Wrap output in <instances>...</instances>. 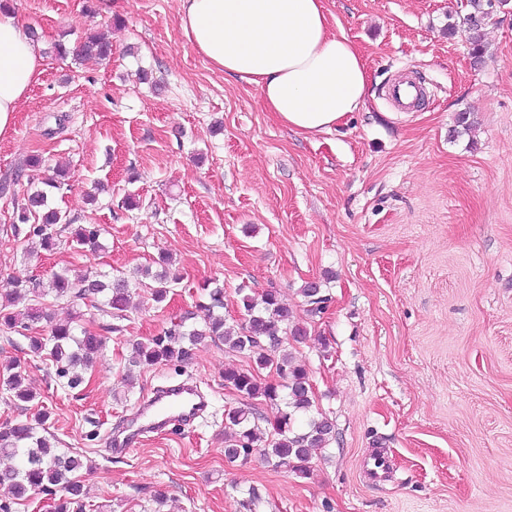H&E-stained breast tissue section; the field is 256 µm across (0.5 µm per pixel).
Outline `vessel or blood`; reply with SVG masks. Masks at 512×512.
<instances>
[{
  "mask_svg": "<svg viewBox=\"0 0 512 512\" xmlns=\"http://www.w3.org/2000/svg\"><path fill=\"white\" fill-rule=\"evenodd\" d=\"M419 87L409 79L393 83L387 92L391 103L400 111L413 109ZM206 406L203 395L193 385L182 383L158 390L140 409L137 434L143 435L167 428L171 423L191 425Z\"/></svg>",
  "mask_w": 512,
  "mask_h": 512,
  "instance_id": "vessel-or-blood-1",
  "label": "vessel or blood"
}]
</instances>
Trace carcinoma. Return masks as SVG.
<instances>
[{
	"label": "carcinoma",
	"mask_w": 512,
	"mask_h": 512,
	"mask_svg": "<svg viewBox=\"0 0 512 512\" xmlns=\"http://www.w3.org/2000/svg\"><path fill=\"white\" fill-rule=\"evenodd\" d=\"M472 12L462 23L448 24V34L462 30L472 46V53L479 58L483 54L480 38L482 22L487 17L490 0H469ZM77 55L85 59L106 60L112 56V44L98 34L81 38L76 47ZM45 188L27 194L24 203L16 209L12 230L16 237L39 238L46 247L53 246L54 227L58 224L71 229L72 242L78 246L100 247L99 226L96 224H72V220L61 211L48 206V190L60 189L62 182L51 177L44 182ZM163 269L153 273L149 268L141 274L154 282L152 297L157 303L166 299L170 273L169 260L161 259ZM24 291L37 299V303L18 313L0 312V326L6 330L30 331L41 321L51 320L43 306L48 296L56 300L63 298L88 299L103 315L123 320L130 307L128 281L121 276L105 273L85 275L72 281L65 272L54 273L48 282L32 279L23 285ZM307 299L310 312H321L326 303L317 283L309 281L300 288ZM210 303L202 306L205 311L204 327L197 329L186 325L184 319L174 320L156 336L133 344L128 363L132 366H152L172 360H185L190 355V346L206 337L219 339L237 351H248L254 366L250 370L224 369V382L248 399H262L278 407V413L270 437L263 438L252 421L253 414L245 409L228 410L232 432L227 441V453L231 457L248 456L256 448L261 449L267 463L285 468L299 476L309 473L308 463L315 449H323L334 438L333 423L326 417L308 419L306 428L294 427L297 416L309 412L313 403V390L309 374L304 366L282 350L283 337L288 335L300 343L307 337V328L292 321V312L279 294L267 292L256 299L245 295L242 307L248 321L243 332L233 334L225 327L224 316L215 309L224 306V290L216 286L209 293ZM29 352L34 358H46L56 365V374L67 379V387L76 389L89 382L88 370L102 350L100 334L82 327L56 325L46 337L30 336ZM265 370L276 374L277 380L267 381L261 377ZM0 382L14 400L31 403L37 395L24 385L20 364L10 360L0 366ZM48 419L44 409L35 416L36 424L18 421L0 427V453L16 458L19 465L0 471V484L10 487L12 497L0 501V512H15L14 506L21 504L33 493L51 496L55 512H70L82 509L86 490L76 473L88 469L83 456L64 452L56 448L49 439L37 434L36 425Z\"/></svg>",
	"instance_id": "1"
}]
</instances>
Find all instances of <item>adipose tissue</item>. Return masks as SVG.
Instances as JSON below:
<instances>
[{"mask_svg":"<svg viewBox=\"0 0 512 512\" xmlns=\"http://www.w3.org/2000/svg\"><path fill=\"white\" fill-rule=\"evenodd\" d=\"M180 26L210 66L257 87L267 111L296 133L328 132L366 101L365 60L332 32L324 0H179ZM43 67L39 42L0 10V133Z\"/></svg>","mask_w":512,"mask_h":512,"instance_id":"adipose-tissue-1","label":"adipose tissue"}]
</instances>
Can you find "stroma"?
I'll return each instance as SVG.
<instances>
[{
  "label": "stroma",
  "mask_w": 512,
  "mask_h": 512,
  "mask_svg": "<svg viewBox=\"0 0 512 512\" xmlns=\"http://www.w3.org/2000/svg\"><path fill=\"white\" fill-rule=\"evenodd\" d=\"M12 4L44 64L0 134V177L23 171L0 194V293L62 270L122 272L134 303L76 389L0 330V362H20L50 413L44 435L92 464L83 512H154L160 493L164 512H512V7L483 22L478 60L465 33H446L468 0H325L365 57L369 94L335 130L303 136L188 45L178 0ZM88 32L107 34L111 59L57 57L55 43L72 50ZM406 73L425 102L401 112L387 89ZM461 112L475 125L457 135ZM58 164L66 184L49 203L100 225V250L65 231L34 250L12 233L16 204ZM163 254L176 278L158 304L138 271ZM212 281L228 327L245 322L243 296L275 290L308 330L286 349L336 437L307 477L257 450L224 458L225 409L250 407L264 431L277 414L224 383L225 367L252 368L248 352L208 338L186 361L128 366L132 343L174 317L202 326ZM308 281L328 298L316 315ZM187 378L209 397L204 418L107 448L141 399ZM377 453L389 472L374 478Z\"/></svg>",
  "instance_id": "obj_1"
}]
</instances>
